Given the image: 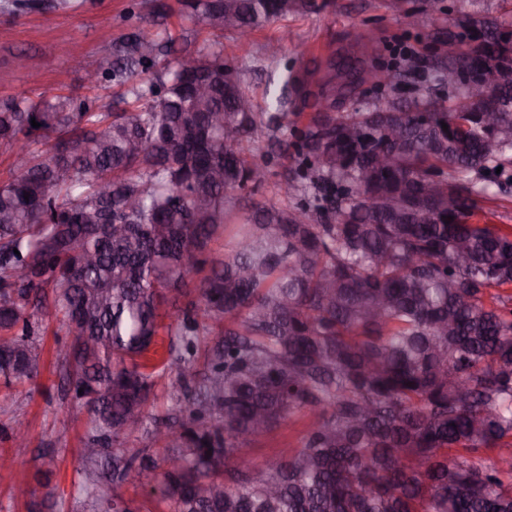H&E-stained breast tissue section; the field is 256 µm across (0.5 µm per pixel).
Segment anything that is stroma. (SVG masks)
Returning a JSON list of instances; mask_svg holds the SVG:
<instances>
[{"instance_id": "stroma-1", "label": "stroma", "mask_w": 512, "mask_h": 512, "mask_svg": "<svg viewBox=\"0 0 512 512\" xmlns=\"http://www.w3.org/2000/svg\"><path fill=\"white\" fill-rule=\"evenodd\" d=\"M320 2L319 11L271 21L248 44L231 32L221 35L224 61L253 91L259 111H268V90L277 85L281 71L314 72V88L335 97L337 111L343 112L351 108L352 96L345 91L343 76H330L322 68L327 57L362 60L377 68L392 66L408 53L443 61L449 40L472 31L474 20L512 25V0H406L400 12L392 11L387 0ZM180 10V0H83L71 11L0 13V101L27 89L46 98L88 96L99 104L117 106L127 86L86 85L83 72L72 68L70 53L81 51L88 67H98L142 16L169 28L173 36L202 43V36ZM285 31L290 38L283 54L278 62L269 63L264 47ZM72 340L57 318H49L42 336L44 365L35 390L0 385V448L14 459L10 468L0 470V512H30V501L14 497L12 490L19 484L38 486L46 478L65 500L61 512H73L88 415L64 391L56 364L57 351L67 349ZM16 414L24 415L29 424V444H14L7 432ZM308 424V418L298 416L278 424L263 440L251 444V458L260 463L281 449L296 447Z\"/></svg>"}]
</instances>
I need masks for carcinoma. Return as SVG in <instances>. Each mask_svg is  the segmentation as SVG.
<instances>
[{"mask_svg": "<svg viewBox=\"0 0 512 512\" xmlns=\"http://www.w3.org/2000/svg\"><path fill=\"white\" fill-rule=\"evenodd\" d=\"M184 3L194 25L240 40L319 8ZM78 7L0 0L13 14ZM479 26L446 63L411 54L384 70L406 103L358 99L338 115L322 97L302 129L288 111L298 76L259 112L225 78L221 43L164 64L173 36L139 27L93 72L95 87L130 84L125 106L27 90L0 102V379L38 376L51 311L73 343L92 342L57 354L90 414L75 501L140 512L121 493L133 480L172 512H512V296L497 292L512 285V232L471 222L512 169V112L503 136L465 93L436 94L445 72L498 55L499 25ZM341 69L350 92L364 84L355 62ZM201 80L205 111L187 96ZM393 127L403 136L388 142ZM282 159L291 204L254 201ZM431 177L459 205L445 195L417 218ZM162 331L168 358L141 362ZM294 416L313 417L296 448L260 464L240 453ZM19 493L59 497L48 480Z\"/></svg>", "mask_w": 512, "mask_h": 512, "instance_id": "cac0c4a2", "label": "carcinoma"}]
</instances>
